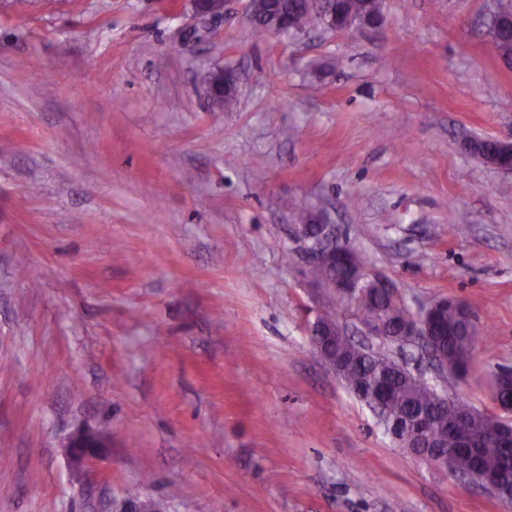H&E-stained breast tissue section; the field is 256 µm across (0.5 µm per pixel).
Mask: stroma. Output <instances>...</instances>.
I'll list each match as a JSON object with an SVG mask.
<instances>
[{
  "instance_id": "1",
  "label": "stroma",
  "mask_w": 512,
  "mask_h": 512,
  "mask_svg": "<svg viewBox=\"0 0 512 512\" xmlns=\"http://www.w3.org/2000/svg\"><path fill=\"white\" fill-rule=\"evenodd\" d=\"M381 25L255 33L189 0H0V512H512L417 460L322 360L337 307L438 392L495 411L512 367V68L484 0H382ZM238 78L211 107L202 75ZM409 310L473 305L466 378L364 339L305 275L288 201ZM105 448L75 479L64 444ZM473 155L480 158L483 162L487 159H497L502 162L503 166L509 164V158L504 156L496 139H477L469 143ZM316 320H317L318 325H316V326L311 325V327H310V335H311V338H312L311 339L312 343H313L314 347L316 348V350L318 351L320 357L335 372V367L333 366V364L326 357L323 344L320 341H318L315 338V336H342L344 338L349 339L348 335H347L348 334L347 333V329L343 325H339V324H336V326H331L329 329L324 328V327H327L330 323L338 322L337 321V313H335V312H333V311H331L329 309H327L323 313H321L317 317ZM316 328L318 329L317 333L315 332ZM495 376L498 379V387L493 391L496 395L494 400L502 404H507L508 402L512 404V367H501L495 373ZM498 402L496 404L502 412H511L512 408L504 407Z\"/></svg>"
}]
</instances>
